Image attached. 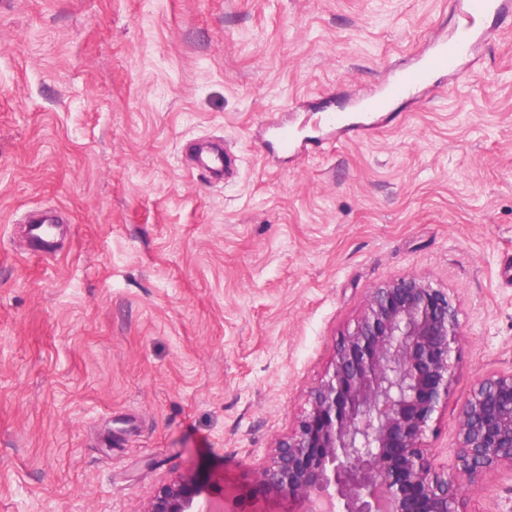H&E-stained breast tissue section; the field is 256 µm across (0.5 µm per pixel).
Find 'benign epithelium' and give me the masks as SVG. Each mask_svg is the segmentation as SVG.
<instances>
[{"mask_svg":"<svg viewBox=\"0 0 512 512\" xmlns=\"http://www.w3.org/2000/svg\"><path fill=\"white\" fill-rule=\"evenodd\" d=\"M460 336L448 292L426 278L405 274L372 289L294 428L259 468L249 502L277 496L303 512H455V477L433 469L426 436L448 408ZM454 457L471 485L512 465V370L467 394ZM204 493L196 480L176 478L142 512H224Z\"/></svg>","mask_w":512,"mask_h":512,"instance_id":"1","label":"benign epithelium"}]
</instances>
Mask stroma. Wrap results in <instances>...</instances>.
<instances>
[{
	"label": "stroma",
	"mask_w": 512,
	"mask_h": 512,
	"mask_svg": "<svg viewBox=\"0 0 512 512\" xmlns=\"http://www.w3.org/2000/svg\"><path fill=\"white\" fill-rule=\"evenodd\" d=\"M452 0H0V512H142L176 477L232 504L385 280L459 310L427 437L512 370V17L376 132L274 162L266 122L353 112ZM219 139L223 184L190 169ZM56 214L32 254L30 214ZM512 512V466L457 477ZM43 222L44 221L29 224L27 226L28 236L37 252L51 253L53 245V226L44 224Z\"/></svg>",
	"instance_id": "1"
}]
</instances>
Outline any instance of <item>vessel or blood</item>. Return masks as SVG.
Returning <instances> with one entry per match:
<instances>
[{
	"label": "vessel or blood",
	"mask_w": 512,
	"mask_h": 512,
	"mask_svg": "<svg viewBox=\"0 0 512 512\" xmlns=\"http://www.w3.org/2000/svg\"><path fill=\"white\" fill-rule=\"evenodd\" d=\"M454 6L458 22L448 37L431 42L413 63L390 71L380 90L365 101L364 111H386L393 101L409 96L433 76L455 68L495 34L494 18L512 14V0H454ZM27 232L36 251L51 252L52 225L31 224Z\"/></svg>",
	"instance_id": "b4317fda"
}]
</instances>
